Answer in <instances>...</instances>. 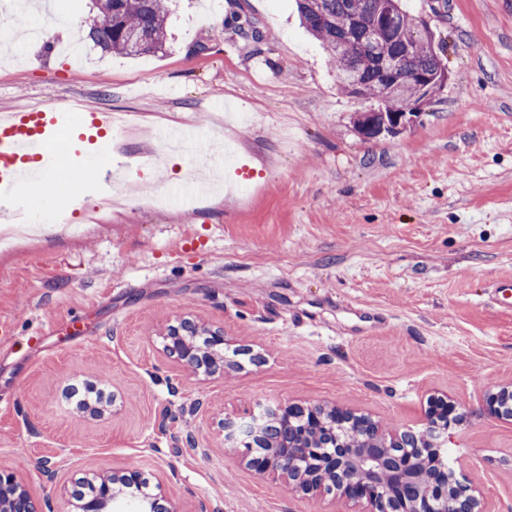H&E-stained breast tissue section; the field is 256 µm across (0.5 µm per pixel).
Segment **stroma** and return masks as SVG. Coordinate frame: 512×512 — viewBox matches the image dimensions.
I'll return each instance as SVG.
<instances>
[{
  "label": "stroma",
  "instance_id": "1",
  "mask_svg": "<svg viewBox=\"0 0 512 512\" xmlns=\"http://www.w3.org/2000/svg\"><path fill=\"white\" fill-rule=\"evenodd\" d=\"M406 4L444 42L448 80L400 134L366 140L354 121L368 100L339 89L295 0H171L164 53L137 59L89 39L91 0H0V113L79 100L143 127L68 173L151 161L158 130L215 128L229 103L231 149L210 163L251 184L190 191L189 154L170 156L80 235L0 251V466L51 512L69 510L60 483L127 470L148 494L165 483L181 512H332L240 464L217 421L335 403L417 431L439 397L464 415L449 471L483 486L487 512H512V421L484 408L512 380V298H492L512 277V0ZM235 13L258 40L225 26ZM68 20L76 71L22 38ZM163 190L197 204L157 205ZM184 316L223 327V378L163 354L161 332ZM102 380L110 411L92 418L75 398Z\"/></svg>",
  "mask_w": 512,
  "mask_h": 512
}]
</instances>
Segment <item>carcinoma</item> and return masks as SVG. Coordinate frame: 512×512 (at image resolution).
<instances>
[{
  "label": "carcinoma",
  "instance_id": "carcinoma-1",
  "mask_svg": "<svg viewBox=\"0 0 512 512\" xmlns=\"http://www.w3.org/2000/svg\"><path fill=\"white\" fill-rule=\"evenodd\" d=\"M384 0H296L307 31L320 42L328 61L336 68L337 81L355 72L362 91L395 111L418 94L422 74L437 78L436 86L448 79L447 67L434 45L433 36L417 28L415 16L392 0V16L381 31L373 21ZM169 19L168 0H93L88 36L102 50L128 58L164 52ZM396 62L402 84L390 88L387 60ZM364 440L365 435L347 426L308 437L329 448L336 439Z\"/></svg>",
  "mask_w": 512,
  "mask_h": 512
}]
</instances>
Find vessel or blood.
<instances>
[{
  "mask_svg": "<svg viewBox=\"0 0 512 512\" xmlns=\"http://www.w3.org/2000/svg\"><path fill=\"white\" fill-rule=\"evenodd\" d=\"M90 130L106 131L112 117L103 110L75 115L61 110L22 108L0 114V207L18 210L29 206L25 190L61 161L59 140L79 122Z\"/></svg>",
  "mask_w": 512,
  "mask_h": 512,
  "instance_id": "obj_1",
  "label": "vessel or blood"
}]
</instances>
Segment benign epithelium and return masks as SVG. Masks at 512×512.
<instances>
[{"label":"benign epithelium","mask_w":512,"mask_h":512,"mask_svg":"<svg viewBox=\"0 0 512 512\" xmlns=\"http://www.w3.org/2000/svg\"><path fill=\"white\" fill-rule=\"evenodd\" d=\"M412 98L403 111L392 118L371 114L379 133L395 135L412 124L427 102ZM225 344L224 328L200 327L191 319L170 325L163 336L165 354L191 368L193 375H224V358L216 357ZM486 411L499 418L512 420V382L499 385L486 393ZM293 405L263 406L246 417L226 416L217 423L224 447L234 451L255 475L277 477L288 488L311 497L330 495L353 507V512H485L483 492L477 484H461L448 477V457L442 453V432L454 421L456 404L443 402L421 432L385 427L349 409L306 405L310 413L309 429L356 422L371 439L358 448L342 444L330 452L303 442L272 443L262 454L256 438L262 428L276 421L284 428L292 427ZM138 472L113 473L100 478L98 493L92 498L78 499L62 483L59 494L70 502L71 512H112L118 496L116 484H130ZM155 512H180L178 504L167 496L163 484H157ZM0 512H45L44 503L35 497L15 471L0 467Z\"/></svg>","instance_id":"obj_1"}]
</instances>
